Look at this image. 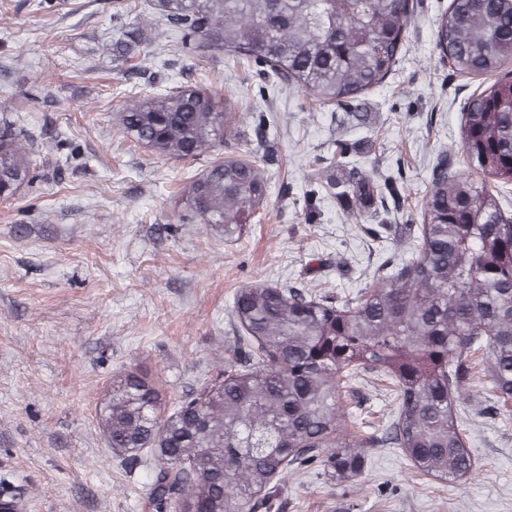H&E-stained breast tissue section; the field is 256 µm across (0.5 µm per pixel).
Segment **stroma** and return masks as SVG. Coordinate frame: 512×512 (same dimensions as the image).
<instances>
[{
	"mask_svg": "<svg viewBox=\"0 0 512 512\" xmlns=\"http://www.w3.org/2000/svg\"><path fill=\"white\" fill-rule=\"evenodd\" d=\"M54 3L0 0V123L20 124L43 160L0 203V482L22 512H155L154 457L130 459L103 432L114 377L146 371L176 403L245 364L232 313L240 288L265 281L344 301L399 265L437 161L463 168L462 112L492 79L458 73L436 49L450 0H418L402 60L351 106L271 84L252 61L182 56L151 0ZM188 85L219 92L239 115L218 151L158 158L120 131L115 114L136 92ZM338 144L359 171L393 177L399 205L324 192L343 177ZM238 154L258 157L269 177L255 218L229 238L185 222L191 177ZM473 360L455 398L470 475L451 485L377 445L395 402L367 374L343 389L338 427L367 444L361 474L332 480L308 460L275 488L270 512H512V402L487 395V352Z\"/></svg>",
	"mask_w": 512,
	"mask_h": 512,
	"instance_id": "1",
	"label": "stroma"
}]
</instances>
